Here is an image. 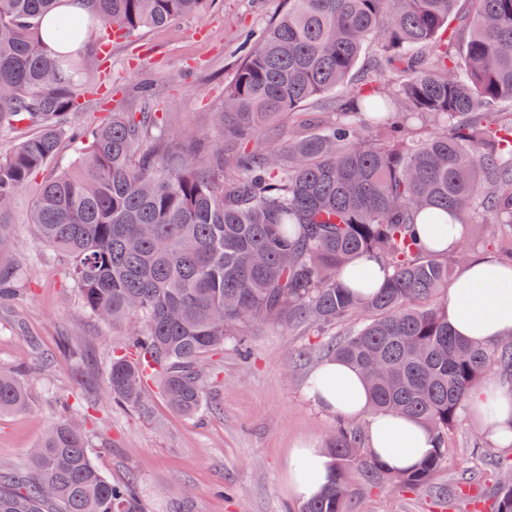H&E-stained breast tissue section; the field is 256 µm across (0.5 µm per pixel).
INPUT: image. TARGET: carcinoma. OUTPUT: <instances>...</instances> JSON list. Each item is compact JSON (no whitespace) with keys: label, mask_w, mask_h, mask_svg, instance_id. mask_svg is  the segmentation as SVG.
I'll return each mask as SVG.
<instances>
[{"label":"carcinoma","mask_w":512,"mask_h":512,"mask_svg":"<svg viewBox=\"0 0 512 512\" xmlns=\"http://www.w3.org/2000/svg\"><path fill=\"white\" fill-rule=\"evenodd\" d=\"M62 18L53 44L84 41L101 23L128 38L201 13L207 0H88ZM224 85L211 134L180 135L148 112H114L80 127L87 69L54 50L39 19L57 0H0V134L36 133L0 153V254L13 238L15 193L47 172L31 199L35 243L68 257L63 277L96 319L126 324L112 348V399L136 406L148 382L178 413L204 406L203 361L254 324L306 322L316 335L356 315L361 325L322 346L364 376L375 411L418 419L436 448L410 472H390L361 427L338 421L325 443L331 485L301 512H346L347 473L375 486H429L448 430L490 365L512 378V340L495 353L456 335L445 304L467 242L438 253L418 224H499L512 262V0H285ZM375 58L336 112L297 139L266 144L280 114L347 87L368 46ZM434 125L426 135L423 127ZM375 135H369V132ZM80 165L59 169L63 140ZM362 256L389 278L362 298L341 281ZM14 267L0 263V298ZM29 408L24 379L0 372V414ZM86 423L51 425L31 472L0 470V512H141L132 480L94 466ZM494 512H512V479Z\"/></svg>","instance_id":"cac0c4a2"}]
</instances>
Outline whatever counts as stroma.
Wrapping results in <instances>:
<instances>
[{
  "label": "stroma",
  "mask_w": 512,
  "mask_h": 512,
  "mask_svg": "<svg viewBox=\"0 0 512 512\" xmlns=\"http://www.w3.org/2000/svg\"><path fill=\"white\" fill-rule=\"evenodd\" d=\"M284 8L285 0H210L203 16L129 38L95 29L81 52L92 74L81 122L92 127L110 113L137 110L139 84L150 78V109L160 125L212 130L224 85L242 59L241 41ZM40 181L33 176L17 194L15 249L5 257L21 280L16 296L0 303V370L26 369L31 405L0 414V468L23 471L28 449L68 412L88 420L97 469L115 483L135 479L143 512H173L186 496L194 512H299L288 492L290 451L302 441L325 445L336 423L305 392L320 363L307 327L256 325L244 345L227 344L209 358L208 407L199 415L174 412L153 386L139 406L113 401L106 360L127 331L96 321L63 282L61 257L35 244L27 218ZM59 389L70 393L69 410L53 401ZM492 451L512 456L463 414L430 487L372 486L354 471L348 512H471L469 495L491 496L500 476L483 470L469 483L466 473Z\"/></svg>",
  "instance_id": "stroma-1"
}]
</instances>
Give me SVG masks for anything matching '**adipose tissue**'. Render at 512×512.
Returning a JSON list of instances; mask_svg holds the SVG:
<instances>
[{"label": "adipose tissue", "mask_w": 512, "mask_h": 512, "mask_svg": "<svg viewBox=\"0 0 512 512\" xmlns=\"http://www.w3.org/2000/svg\"><path fill=\"white\" fill-rule=\"evenodd\" d=\"M448 324L466 339L490 346L512 337V267L491 257L469 260L448 291ZM309 397L326 411L365 425L371 454L389 471L414 469L435 447L418 420L371 409L368 389L360 371L330 359L310 375ZM468 406L492 440L512 446V387L492 379L470 393ZM333 480L325 452L308 443L293 449L288 461V490L299 500L319 495Z\"/></svg>", "instance_id": "obj_1"}]
</instances>
